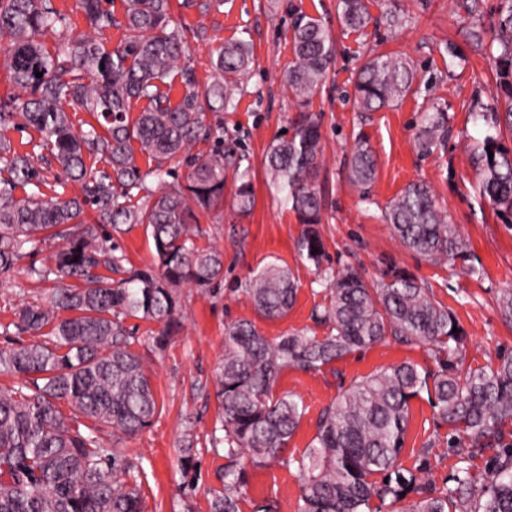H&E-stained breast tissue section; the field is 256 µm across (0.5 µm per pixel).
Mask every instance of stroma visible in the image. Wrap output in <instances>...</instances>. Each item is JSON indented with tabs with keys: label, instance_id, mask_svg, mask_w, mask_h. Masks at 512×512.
Instances as JSON below:
<instances>
[{
	"label": "stroma",
	"instance_id": "1",
	"mask_svg": "<svg viewBox=\"0 0 512 512\" xmlns=\"http://www.w3.org/2000/svg\"><path fill=\"white\" fill-rule=\"evenodd\" d=\"M459 2L398 0L409 21L389 29L379 22L382 0H371L373 21L355 33L341 28L337 0H212L204 16L193 8L175 11L174 22L202 32L201 37L190 39L185 58L199 84L209 82L213 54L224 42L244 36L253 44L256 64L244 80L236 109L207 113L206 122L223 128L225 135L239 137L251 164L255 203L250 216L239 218L234 185L229 182L223 208L201 216L195 242L223 252V277L206 295L188 283L178 288L179 325L164 346L155 342L160 323L140 317L124 321L133 334L135 350L144 359L159 405L140 434L116 441L123 455L142 470L144 512H208V491L218 487L225 464L223 455L212 452L209 438L219 426L216 375L224 356L226 325L250 321L272 341L292 332L318 337L326 332L318 320L328 303L322 273L300 257L297 244L303 226L282 205L262 166L270 143L296 111L282 84V73L292 59L293 8L322 17L336 44L327 80L312 100L313 112L321 116L324 156L316 183L323 200L320 230L331 265H358L371 280L380 279L392 264L415 274L463 328L462 355L468 366H487L497 363L499 356L512 354V324L503 321L496 303L501 290L512 288V226L504 224L478 196V172L472 163L473 149L487 133L473 109L493 107L495 67L489 53L472 45L471 22ZM450 43L468 57L466 67L447 70ZM374 51L405 54L418 71L420 90L398 107L363 119L354 105L352 78ZM435 104L447 107L451 130L444 143L422 155L414 145L416 126L421 113ZM359 135L377 158L376 178L366 196L348 175L350 148ZM416 181L433 188L438 205L467 242L474 263L483 267V279L462 276L449 264H430L400 246L383 215L390 201ZM114 240L127 266L143 268L153 263V241L145 225L128 226ZM53 250V245H46L0 274V322L11 320L23 303L47 300L51 284L33 281L30 269L46 263ZM271 263L292 269L299 285L294 307L278 319L257 313L244 292L250 273ZM402 362L428 370L436 367L428 345L388 339L317 373L284 371L275 395H293L306 412L283 459L247 466L242 512H256L268 504L276 512H299L298 474L288 461L299 457L315 437L321 411L354 380ZM188 435L194 438L197 452L194 468L186 474L180 466V448ZM448 439V427L436 424L427 395L415 397L399 466L417 470L425 458L422 449H429L426 458L434 480L444 484L458 462Z\"/></svg>",
	"mask_w": 512,
	"mask_h": 512
}]
</instances>
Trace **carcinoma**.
<instances>
[{"label": "carcinoma", "mask_w": 512, "mask_h": 512, "mask_svg": "<svg viewBox=\"0 0 512 512\" xmlns=\"http://www.w3.org/2000/svg\"><path fill=\"white\" fill-rule=\"evenodd\" d=\"M94 31L122 30L108 50L88 33L75 35L50 0H0V37L16 89L0 99V123L33 128L39 139L20 153L0 138V274L26 254L54 241L50 263L31 268L37 281L63 282L48 303H26L0 323V373L18 380L0 385V512H143L140 469L104 432L133 436L147 427L159 405L141 355L133 349L124 319L142 315L164 324L161 346L176 324L175 288L189 282L209 291L224 269V254L193 240L200 214L224 204L227 172L238 175L240 212L254 204L246 160L234 138L211 136L205 113L227 112L242 95L241 79L254 64L251 41L236 38L217 50L213 80L200 88L193 70L178 66L190 29L172 23L173 4L205 15L211 0H122L118 20L112 0H79ZM370 0H339L338 19L350 32L371 19ZM389 28L408 22L402 10L380 17ZM497 106L476 117L494 129L476 156L480 199L512 223V0H500L492 24ZM55 37L53 47L44 38ZM293 58L283 86L298 107L287 133L265 155L272 186L305 229L300 255L316 268L328 261L318 224L322 202L315 177L322 162L318 116L310 111L326 82L335 45L322 18L298 11L292 25ZM42 77H36V73ZM417 71L405 56L374 53L353 76L360 112L395 107L417 92ZM179 91L173 101L170 94ZM146 106L130 120L131 105ZM87 112L95 123L76 128L69 111ZM448 111L422 114L416 146L432 151L448 134ZM213 140L205 153H193ZM181 158L187 184L160 192L174 175L166 163ZM59 166L55 185L73 182L81 193L48 195L44 175ZM146 167H141V164ZM376 161L358 136L350 180L368 197ZM22 189L24 197L14 196ZM97 214L84 219L85 207ZM384 218L399 244L428 262L462 261V271L480 277L457 225L439 208L422 181L412 182L386 207ZM125 224H145L154 245V266L124 268L112 234ZM121 273L123 277L112 278ZM329 302L320 315L323 337L293 333L270 341L249 321L224 329V359L217 376L220 427L211 448L224 446V479L209 490L210 512H240L245 464L281 459L305 413L293 396L274 397L283 371L318 372L388 337L433 347L438 369L401 363L353 381L323 409L309 448L294 463L301 484L300 512H380L373 506L401 504L396 512H512V356L488 367L463 368L458 351L463 331L448 308L408 270L391 266L369 282L346 264L324 277ZM245 293L268 318L287 315L296 300L291 269L276 264L252 273ZM501 317L512 323V289L497 295ZM31 339L26 341L22 335ZM426 391L438 424L456 432L453 447L466 462L495 451L491 476L474 482L459 467L441 488L397 465L409 421L410 400ZM67 409H62V406Z\"/></svg>", "instance_id": "obj_1"}]
</instances>
